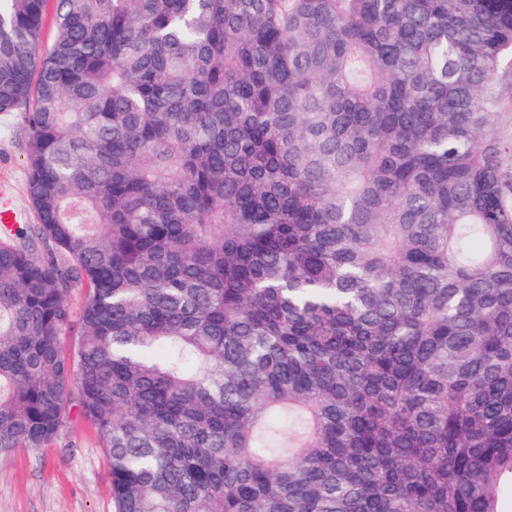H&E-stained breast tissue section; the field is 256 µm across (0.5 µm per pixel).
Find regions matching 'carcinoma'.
<instances>
[{"label": "carcinoma", "instance_id": "cac0c4a2", "mask_svg": "<svg viewBox=\"0 0 512 512\" xmlns=\"http://www.w3.org/2000/svg\"><path fill=\"white\" fill-rule=\"evenodd\" d=\"M44 3L0 0V450L76 416L115 512H502L512 0H56L41 51ZM489 134L506 146L512 144V84L503 88L498 115ZM28 108L13 112H0V187L14 192L15 203L25 215L28 224L20 223V215L6 190L0 188V227L14 224H38V216L28 193V128L25 122Z\"/></svg>", "mask_w": 512, "mask_h": 512}]
</instances>
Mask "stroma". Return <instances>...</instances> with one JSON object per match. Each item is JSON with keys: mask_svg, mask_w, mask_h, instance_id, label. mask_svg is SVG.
Returning <instances> with one entry per match:
<instances>
[{"mask_svg": "<svg viewBox=\"0 0 512 512\" xmlns=\"http://www.w3.org/2000/svg\"><path fill=\"white\" fill-rule=\"evenodd\" d=\"M27 151L24 109L0 112V187L34 224ZM110 482L104 448L76 419L44 447L0 451V512H114Z\"/></svg>", "mask_w": 512, "mask_h": 512, "instance_id": "1", "label": "stroma"}]
</instances>
